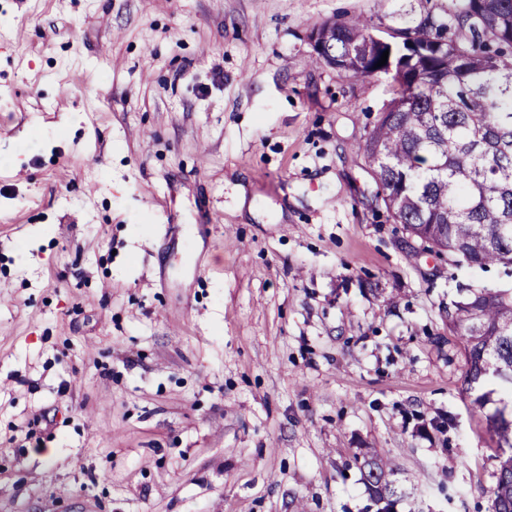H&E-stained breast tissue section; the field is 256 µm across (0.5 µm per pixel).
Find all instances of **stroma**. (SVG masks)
Wrapping results in <instances>:
<instances>
[{
  "mask_svg": "<svg viewBox=\"0 0 512 512\" xmlns=\"http://www.w3.org/2000/svg\"><path fill=\"white\" fill-rule=\"evenodd\" d=\"M448 0H0V512H491L444 312L358 146L391 97L323 22ZM52 461H45L46 450ZM360 470L371 502L375 506L386 503L376 512H391L392 498L397 495V490L394 481L390 479L393 470L388 462L379 455L363 456Z\"/></svg>",
  "mask_w": 512,
  "mask_h": 512,
  "instance_id": "1",
  "label": "stroma"
}]
</instances>
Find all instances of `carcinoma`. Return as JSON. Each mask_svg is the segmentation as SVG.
<instances>
[{"label": "carcinoma", "mask_w": 512, "mask_h": 512, "mask_svg": "<svg viewBox=\"0 0 512 512\" xmlns=\"http://www.w3.org/2000/svg\"><path fill=\"white\" fill-rule=\"evenodd\" d=\"M390 38L427 44L392 76V98L359 146L378 186L376 202L422 251L512 276V0H453ZM315 61L356 80L387 74L373 26L337 19L323 25ZM448 335L466 361L472 404L497 405L489 428L501 448L492 512H512V288H466L446 310ZM360 470L376 512L397 495L393 470L378 455Z\"/></svg>", "instance_id": "obj_1"}]
</instances>
